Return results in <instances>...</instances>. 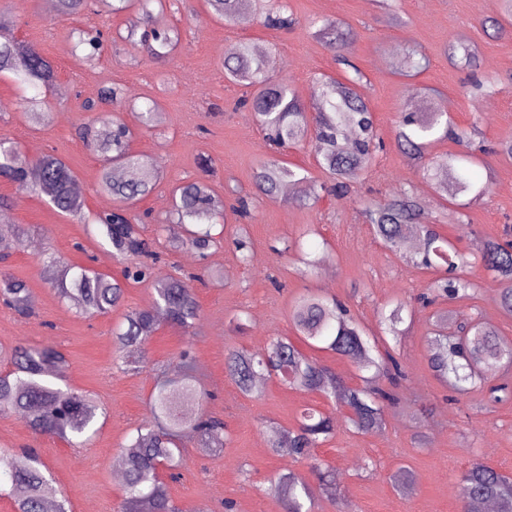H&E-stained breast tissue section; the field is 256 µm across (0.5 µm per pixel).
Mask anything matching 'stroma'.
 <instances>
[{
  "mask_svg": "<svg viewBox=\"0 0 512 512\" xmlns=\"http://www.w3.org/2000/svg\"><path fill=\"white\" fill-rule=\"evenodd\" d=\"M298 25L291 30L263 27L254 11L235 22L214 21L204 0H184L180 11L160 15L164 25L177 26L182 44L163 65L150 61L126 42L128 31L140 23L136 12L108 14L105 8L60 19L46 12L43 0H6L18 39L43 53L56 71L55 89L43 99L50 121L31 122L18 104L19 91L0 78V135L17 142L31 160L51 153L75 172L82 187L84 209H111L108 196L97 193L101 168L98 155L79 138L77 124L94 117L109 124L110 107L86 114L85 100L96 98L102 86L119 84L132 103L124 117L136 132L133 151L158 160L163 179L143 199L147 236L156 237L162 260L154 275L174 269L193 275L200 319L192 331L161 323L145 344V365L137 372L121 369L112 329L131 310L150 307L154 290L145 281L127 286L122 304L109 314L92 318L61 301L43 273V254L58 260L120 275L122 265L111 247L89 227L59 213L46 199L16 184L0 180V196L13 200L10 223L19 225L23 245L0 271L27 282L30 317H20L0 305V350L16 346L50 345L64 353L68 386L91 394L105 409L99 430L82 448L63 439L34 433L15 414L0 411V448L38 449L49 474L68 495L71 512H121L122 483L112 477L127 435L144 424L147 401L158 376L175 355L189 351L192 373L206 390L208 414L223 421L230 438L227 448L211 452L198 438H183L179 479L163 477L166 496L177 506H202L208 512H283L272 485L279 475L293 471L305 476L315 512H462L460 479L481 462L512 476V399L489 403L476 389L459 398L430 371V318L449 309L454 320L480 319L494 323L512 340V317L496 306L494 275L480 265L467 267L477 284L474 295L435 308L417 310L407 336L395 349L407 377H384L381 388L395 392L396 403L385 409L381 432L357 434L348 428L339 401L314 392L290 388L268 378L260 394H243L227 376L228 350L264 349L271 337L292 335L288 309L300 295L316 292L347 303L367 332L379 336L380 310L396 300L415 302L441 277L438 269L407 266L401 254L377 239L363 215V203L384 199L406 188L428 199L427 211L442 221L440 231L457 249L474 254L479 240L498 239L512 228V161L495 155L500 143L512 141V36H498L482 27L498 15L499 0H396L393 14L375 0H288ZM327 18L346 23L348 37L329 47L309 30L308 21ZM94 26L103 30L104 50L94 67L81 65L72 53L70 33ZM465 39L490 66L496 93L486 97L473 90L470 71L448 60L450 37ZM246 43L261 47L270 59L273 79H285L304 102L321 75L343 79L347 66L364 76L362 91L376 120L380 141L367 173L347 195L322 196L312 206L285 195L276 201L256 200L252 222L225 211L224 243L198 259L190 246L173 249L168 233H157L156 221L171 208L175 185L208 177L226 197L253 192V173L270 154L251 112L237 108L245 86L224 76V51ZM422 51L428 69L403 77L398 68L407 48ZM158 107L150 130L138 129L134 108L146 99ZM447 110L456 128L470 133L476 147L469 164L472 192L449 204L435 195L431 180L417 171L402 152L398 121L408 112ZM484 196H476V189ZM248 241L249 260L240 262L231 243L235 234ZM302 241L305 249L329 254L328 272L304 277L296 270L294 253L285 243ZM242 317L246 329L236 332L231 321ZM315 406L336 420L331 437L316 448L317 458L334 472L341 497L326 495L306 461L274 455L269 439L294 427L302 410Z\"/></svg>",
  "mask_w": 512,
  "mask_h": 512,
  "instance_id": "stroma-1",
  "label": "stroma"
}]
</instances>
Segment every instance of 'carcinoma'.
<instances>
[{
	"mask_svg": "<svg viewBox=\"0 0 512 512\" xmlns=\"http://www.w3.org/2000/svg\"><path fill=\"white\" fill-rule=\"evenodd\" d=\"M182 0H112L107 8L114 14L133 9L141 15L140 26L128 33L127 41L139 47L154 60H166L180 44L172 27L156 25L157 15L179 8ZM212 16L220 21H235L251 5V0H206ZM504 15L484 20L498 35L512 34V0H503ZM92 7L89 0H55L59 17L75 16ZM261 23L270 29H290L298 20L288 13L286 0H271L261 7ZM346 35L342 24L321 20L316 31L319 38L329 39L335 46ZM104 48V36L94 27L78 32L75 49L82 52L79 62L91 65ZM449 60L471 71L487 68L478 53L459 38L449 41ZM405 75L411 77L429 65V59L411 50L406 56ZM269 61L257 56L252 48L240 44L224 58V74L249 88L236 107L253 113L272 150L278 152L293 146H308L323 178L311 182L308 176L287 164L270 159L258 165L253 183L269 200L281 197L285 184L301 187L298 198L319 199L318 191L337 198L348 193L368 169L376 148V127L360 92L363 76L359 71L340 81L324 78L319 84L315 111L286 83L269 79ZM10 73L15 81L33 89H49L55 82L52 63L36 48L14 35V24L0 19V75ZM123 87L112 84L102 88L97 99L85 104L88 112L101 105L122 106ZM80 138L92 146L105 162L100 171L98 192L112 197V209L96 214L92 221L96 230L113 249V257L128 262L118 279L92 268L74 269L55 260L44 269L57 287L60 298L77 305L91 315H104L118 307L126 284L143 282L152 276L160 259L154 241L147 238L134 210L155 188L161 170L152 157L131 150L133 132L120 113L112 114L110 126L100 129L89 120L79 127ZM460 138L448 122L446 112L419 115L410 112L403 117L398 139L403 153L422 169H430L437 193L448 202L471 189L470 177L463 163L471 161L467 154L448 155L433 165L426 164L425 149L435 140ZM0 178L38 195L45 196L59 211L85 219L84 202L72 190L76 176L70 167L53 154L36 161L28 160L9 139L0 138ZM426 205L406 189L397 191L384 201L369 202L364 215L377 238L391 251L405 253L414 268L432 269L444 263L448 277L439 279L432 297H424L429 305L434 299L450 300L471 296L477 284L455 275L457 262L464 258L454 243L443 236L439 225L425 217ZM224 198L216 194L210 182L203 179L185 181L173 191L172 206L160 220L158 231L175 224L201 259L219 244L213 227L223 217ZM16 224H0V262H6L12 250L21 245ZM483 268L498 276L502 287L497 295L500 311L512 316V247L486 240L478 250ZM328 256L296 252L298 271L311 275ZM155 301L149 308L125 314L112 329V342L123 353V366L135 370L143 361L142 349L159 329L161 321L181 327H194L199 318V304L192 287L183 276L169 275L154 284ZM0 300L20 315L29 314L28 286L11 276L0 278ZM413 317L408 306L397 301L382 313L386 333L395 342L406 335V319ZM289 322L297 335L273 337L259 352L231 350L225 356V370L242 393L256 396V382L265 377H278L291 388L318 392L326 396L343 390L342 406L346 408L348 426L360 434L380 432L384 427V403L396 396L375 383L384 375L406 378L396 357L382 352L350 313L348 307L333 297L304 294L291 306ZM302 342L314 351H326L351 360L362 372L361 384L342 387L341 379L317 358L301 350ZM432 348L427 356L429 368L452 391L462 395L476 385L486 387L488 400L499 403L512 397V388L493 384L498 369L512 364V342L505 340L497 327L476 320L461 322L458 330L448 331V319L436 323ZM175 364L157 381L148 404L146 423L135 428L123 447V484L126 492L123 512H182L159 490L161 473L179 466L184 435L198 434L207 448L226 445L224 422L203 411L205 394L191 373L185 353L174 357ZM12 369L0 375V407L24 419L36 433L57 436L78 447L86 445L96 434L102 415L100 405L86 393L64 389L59 385L65 371V356L53 348L17 347L11 352ZM336 427V420L317 407L301 413L297 425L282 431L270 441L276 455L296 459L314 458V449L326 442ZM38 452L25 448L0 454V495L14 501L15 512H44L54 503L55 512H70L68 499L52 478L43 471ZM274 491L284 512H313L310 489L305 479L289 472L279 477ZM464 512H479L486 501L495 503L497 512H512V479L493 467L475 463L464 474L460 486Z\"/></svg>",
	"mask_w": 512,
	"mask_h": 512,
	"instance_id": "carcinoma-1",
	"label": "carcinoma"
}]
</instances>
